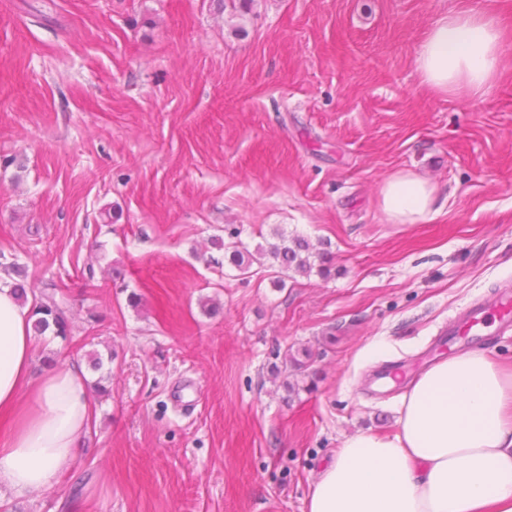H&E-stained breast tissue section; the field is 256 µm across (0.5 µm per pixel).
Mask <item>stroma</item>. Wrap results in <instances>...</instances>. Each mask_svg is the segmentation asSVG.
I'll list each match as a JSON object with an SVG mask.
<instances>
[{"instance_id":"obj_1","label":"stroma","mask_w":512,"mask_h":512,"mask_svg":"<svg viewBox=\"0 0 512 512\" xmlns=\"http://www.w3.org/2000/svg\"><path fill=\"white\" fill-rule=\"evenodd\" d=\"M462 12L504 31L487 96L416 71ZM407 172L436 213L396 224L379 190ZM284 236L330 276L274 263ZM12 262L68 298L72 339L37 337L35 370L53 352L109 392L60 485L0 487V512H306L347 435L396 430L438 334L512 285V0H0ZM462 347L512 367L498 318ZM380 367L398 382L369 392Z\"/></svg>"}]
</instances>
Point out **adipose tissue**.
I'll use <instances>...</instances> for the list:
<instances>
[{"label": "adipose tissue", "instance_id": "adipose-tissue-1", "mask_svg": "<svg viewBox=\"0 0 512 512\" xmlns=\"http://www.w3.org/2000/svg\"><path fill=\"white\" fill-rule=\"evenodd\" d=\"M501 34L474 13L436 22L416 57L423 83L487 94L495 86ZM390 220L433 215L435 189L413 173L380 190ZM32 304L0 273V485L32 498L60 482L93 416L87 375L65 361L33 369ZM307 512H512V372L485 352L439 361L403 395L395 433L349 435L310 488Z\"/></svg>", "mask_w": 512, "mask_h": 512}]
</instances>
